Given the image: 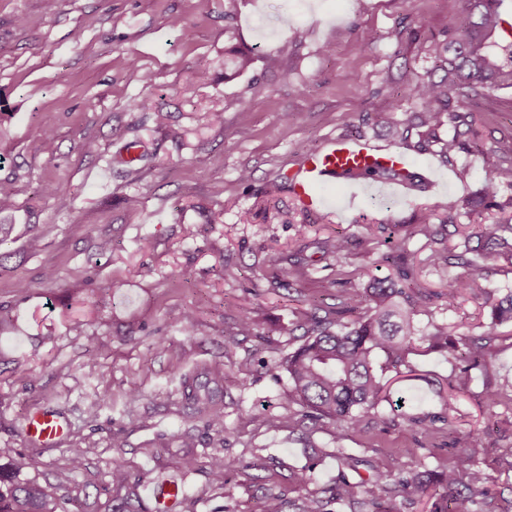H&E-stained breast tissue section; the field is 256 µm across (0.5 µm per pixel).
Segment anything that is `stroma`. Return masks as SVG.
<instances>
[{
    "label": "stroma",
    "instance_id": "35a3bbf8",
    "mask_svg": "<svg viewBox=\"0 0 512 512\" xmlns=\"http://www.w3.org/2000/svg\"><path fill=\"white\" fill-rule=\"evenodd\" d=\"M174 17L184 29L171 26ZM448 26L444 0H238L229 20L224 0H60L51 13L45 0H0V179L15 188L13 207L0 212V308L11 319L0 330V454L26 452L27 418L55 409L70 431L42 449L35 474L53 481L69 448H86L85 469L57 492L71 512H107L131 491L153 505L150 490L164 477L189 496L177 512H257L268 494L300 506L343 477L356 484L358 501L430 512L428 495L386 496L369 480L371 464L388 457L400 470L439 471L456 462L465 432L484 428L483 486L495 512L512 507V407L485 401L487 388L512 381V339L496 341L492 366L466 384L447 351L410 355L408 377L378 408L380 422L362 432L298 438L281 399L288 382L279 363L302 341L296 313L309 297L333 303L337 273L387 276L390 267L374 261L402 246L420 282L438 286L413 220L439 197L476 190L484 157L472 149L446 163L438 146L419 148L416 134L402 135L376 115L404 119L396 107L406 98L402 77L432 72L433 47ZM229 28L254 57L232 79L224 76ZM364 29L374 35L365 44ZM204 66L212 80L195 84ZM157 107L169 113L179 141L157 129ZM468 110L481 145L512 136L511 89L477 98ZM47 132L50 154L40 148ZM336 135L403 147L418 166L443 175L466 165L474 178L440 192L361 198L354 210H326L321 222L283 175ZM87 139L95 153L83 151ZM131 140L149 150L135 180L117 160ZM243 170L249 183L237 179ZM46 183L53 193L43 192ZM129 195L140 200L132 215ZM229 196L238 211L207 223V211ZM242 210L253 212L251 222L240 220ZM379 222L389 225L387 239L366 241ZM341 233L351 236L350 249L325 253L321 242ZM104 239L111 252L99 251ZM300 257L307 280L290 291L273 287ZM225 262L233 276L223 275ZM49 267L55 280L43 277ZM183 267L194 273L190 282L174 277ZM182 308L196 311L195 332L171 319ZM245 309L256 321L251 336L237 333ZM216 360L225 373L222 434L191 416L179 380ZM133 389L141 397L131 404ZM450 395L452 425L422 438L409 415L439 414ZM188 432L197 447L183 446ZM340 452L349 465H337ZM214 455L227 464L220 487L209 474ZM187 459L193 469L183 468ZM257 460L262 468H254ZM117 461L130 488L111 482ZM305 471L309 481L298 482Z\"/></svg>",
    "mask_w": 512,
    "mask_h": 512
}]
</instances>
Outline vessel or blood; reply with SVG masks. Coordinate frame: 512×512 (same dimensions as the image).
Listing matches in <instances>:
<instances>
[{
  "label": "vessel or blood",
  "mask_w": 512,
  "mask_h": 512,
  "mask_svg": "<svg viewBox=\"0 0 512 512\" xmlns=\"http://www.w3.org/2000/svg\"><path fill=\"white\" fill-rule=\"evenodd\" d=\"M394 169L399 172V186L410 181H426L425 171L417 169L412 157L406 153L387 149L363 137H336L326 141L323 147L304 155L296 169L287 176L292 194L312 211L328 205V197L320 189L326 184H342L348 198L371 194L376 190L374 171ZM67 423L59 415L43 411L29 420L25 429L28 446L48 448L66 433Z\"/></svg>",
  "instance_id": "1"
}]
</instances>
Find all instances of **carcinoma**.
Masks as SVG:
<instances>
[{
    "mask_svg": "<svg viewBox=\"0 0 512 512\" xmlns=\"http://www.w3.org/2000/svg\"><path fill=\"white\" fill-rule=\"evenodd\" d=\"M448 18L453 23L448 41L436 49L438 78L407 80L408 100L412 112L403 123L416 130L420 142L437 144L453 158L459 151L471 147L473 134L471 113L461 112L465 103L482 92L512 89V39L500 37L503 32L504 0H447ZM253 58L250 52L231 45L224 48V71L235 74L248 69ZM452 129L447 138L440 135L443 126ZM486 167L479 196L465 200L447 197L418 217L416 234L438 245L429 262L438 273L447 292L436 293L424 288L417 280L413 265L400 254L382 253L376 259L387 264L393 273L380 278L367 275V280L348 288L346 282L336 284V306L328 309L311 298L300 311L298 327L304 329L303 342L280 362L287 373L288 389L284 404L300 407V413L289 417V423L305 430L326 427L332 431L357 429L369 415L377 413L384 391L383 372L397 370L407 363L415 351V340L448 350L461 375L470 379L472 370H484L494 353L492 343L504 338L499 326L512 322V289L500 295V288L490 285L492 264L512 269V196L502 198V189L512 187V139L493 142L483 150ZM497 209L500 217L489 224L476 223V229L464 238L462 249L452 253L442 246L447 236L448 218L461 212L481 215ZM461 272L450 276L448 268ZM306 277V268L296 260L282 271L279 284L289 286ZM469 295L490 307L489 329L472 336L464 325H448L433 319L434 299H448L453 306L457 298ZM431 318L426 329L415 325V317ZM385 363L377 366L378 355ZM206 379L183 374V395L191 401L193 410L208 428L218 432L224 428V410L220 401L223 390L224 363L216 361L204 369ZM454 406L444 404L441 414L425 418H410L421 426L424 435L432 434L438 422L451 423ZM484 447V437L477 430L465 435L458 457L467 467H448L438 473L409 471L403 475L378 461L371 466V480L387 494L408 490L424 493L441 490L435 500L434 512H451L449 503H458L461 488H479L484 473L476 457ZM36 453H20L0 458V512H57L63 508L52 489L67 484L73 474L85 467V450L68 449V465L55 475L53 486H44L35 478L24 477L27 469L37 466ZM334 498L355 507V486L344 479L336 483Z\"/></svg>",
    "mask_w": 512,
    "mask_h": 512,
    "instance_id": "1",
    "label": "carcinoma"
}]
</instances>
